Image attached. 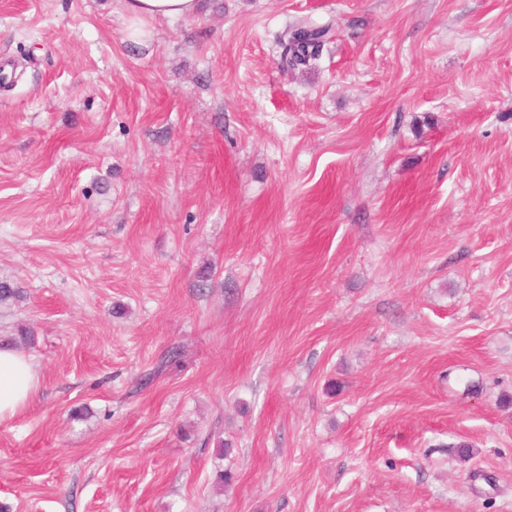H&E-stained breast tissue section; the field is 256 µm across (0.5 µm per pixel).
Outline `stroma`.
<instances>
[{
    "instance_id": "1",
    "label": "stroma",
    "mask_w": 512,
    "mask_h": 512,
    "mask_svg": "<svg viewBox=\"0 0 512 512\" xmlns=\"http://www.w3.org/2000/svg\"><path fill=\"white\" fill-rule=\"evenodd\" d=\"M130 25L0 0V507L512 512V0ZM330 26L299 25L285 34L281 41V61L289 68L308 67L319 56L329 40ZM36 389L34 370L27 358L0 350V420L24 407Z\"/></svg>"
}]
</instances>
